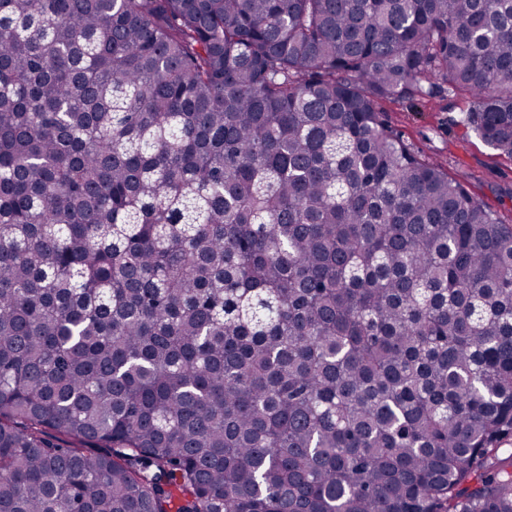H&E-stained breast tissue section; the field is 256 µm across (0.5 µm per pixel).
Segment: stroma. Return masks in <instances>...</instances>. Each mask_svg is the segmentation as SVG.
Masks as SVG:
<instances>
[{"mask_svg":"<svg viewBox=\"0 0 512 512\" xmlns=\"http://www.w3.org/2000/svg\"><path fill=\"white\" fill-rule=\"evenodd\" d=\"M464 94L434 87L431 96L380 104L388 125L419 155L439 161L472 196L512 224V158L487 146L463 122Z\"/></svg>","mask_w":512,"mask_h":512,"instance_id":"obj_1","label":"stroma"}]
</instances>
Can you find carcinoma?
Returning a JSON list of instances; mask_svg holds the SVG:
<instances>
[{
	"instance_id": "carcinoma-1",
	"label": "carcinoma",
	"mask_w": 512,
	"mask_h": 512,
	"mask_svg": "<svg viewBox=\"0 0 512 512\" xmlns=\"http://www.w3.org/2000/svg\"><path fill=\"white\" fill-rule=\"evenodd\" d=\"M512 0H0V512H512ZM470 96L433 88L430 97L383 101L388 125L423 158L439 161L472 196L512 224V158L498 155L461 119Z\"/></svg>"
}]
</instances>
